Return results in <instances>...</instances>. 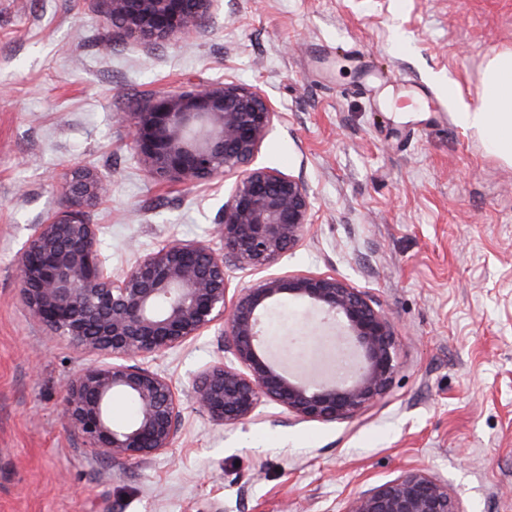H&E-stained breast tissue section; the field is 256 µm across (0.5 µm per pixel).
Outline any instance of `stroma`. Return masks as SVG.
<instances>
[{"label": "stroma", "mask_w": 512, "mask_h": 512, "mask_svg": "<svg viewBox=\"0 0 512 512\" xmlns=\"http://www.w3.org/2000/svg\"><path fill=\"white\" fill-rule=\"evenodd\" d=\"M512 47V0H223L193 37L112 38L94 0H0V512H345L360 492L422 470L459 512H512V165L456 120L485 58ZM258 87L281 118L253 164L303 181L301 243L271 271L332 275L392 317L399 370L340 423L275 404L219 426L191 398L220 359L208 331L150 358L178 390L172 452L104 459L61 417L64 381L92 355L50 336L18 296L17 259L88 168L86 207L118 275L176 240L221 249L232 184L151 177L128 112L159 91ZM268 357L331 368L336 327L292 301L265 315Z\"/></svg>", "instance_id": "1"}]
</instances>
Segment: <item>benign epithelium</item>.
Listing matches in <instances>:
<instances>
[{"mask_svg": "<svg viewBox=\"0 0 512 512\" xmlns=\"http://www.w3.org/2000/svg\"><path fill=\"white\" fill-rule=\"evenodd\" d=\"M220 2L96 0L118 37L145 46L196 33ZM280 118L260 89L233 81L160 91L129 113L130 149L154 176L183 184L236 177L224 201L220 253L206 242H169L114 278L100 258L97 225L82 218V209L104 195V181L85 169L58 178L69 208L34 226L18 256L19 298L52 335L112 358L87 365L62 386V417L95 455L140 461L173 450L182 419L179 396L146 360L211 328L220 331L231 359L201 371L191 397L216 425L244 424L264 402L299 421H347L393 382L395 324L345 280L268 275L228 297L226 266L266 269L296 247L311 224L312 200L301 180L250 167ZM284 299L336 321L337 339L356 346L349 379L291 375L266 355L262 318ZM114 396L132 401L131 421H113ZM346 512L459 510L447 484L413 469L355 496Z\"/></svg>", "mask_w": 512, "mask_h": 512, "instance_id": "1", "label": "benign epithelium"}]
</instances>
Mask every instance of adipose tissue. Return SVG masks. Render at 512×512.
<instances>
[{"mask_svg": "<svg viewBox=\"0 0 512 512\" xmlns=\"http://www.w3.org/2000/svg\"><path fill=\"white\" fill-rule=\"evenodd\" d=\"M481 92L460 102L459 124L480 134L487 151L512 164V48L491 54L480 73Z\"/></svg>", "mask_w": 512, "mask_h": 512, "instance_id": "1", "label": "adipose tissue"}]
</instances>
